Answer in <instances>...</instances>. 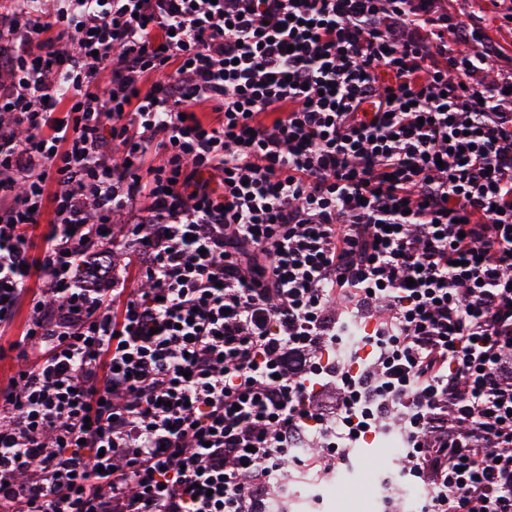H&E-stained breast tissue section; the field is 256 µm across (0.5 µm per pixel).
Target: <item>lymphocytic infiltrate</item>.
<instances>
[{
    "label": "lymphocytic infiltrate",
    "mask_w": 512,
    "mask_h": 512,
    "mask_svg": "<svg viewBox=\"0 0 512 512\" xmlns=\"http://www.w3.org/2000/svg\"><path fill=\"white\" fill-rule=\"evenodd\" d=\"M11 4L0 324L44 221L58 303L0 387V512H273L292 449L327 473L392 425L422 512H512V74L484 82L482 28L441 0Z\"/></svg>",
    "instance_id": "f902f5d3"
}]
</instances>
